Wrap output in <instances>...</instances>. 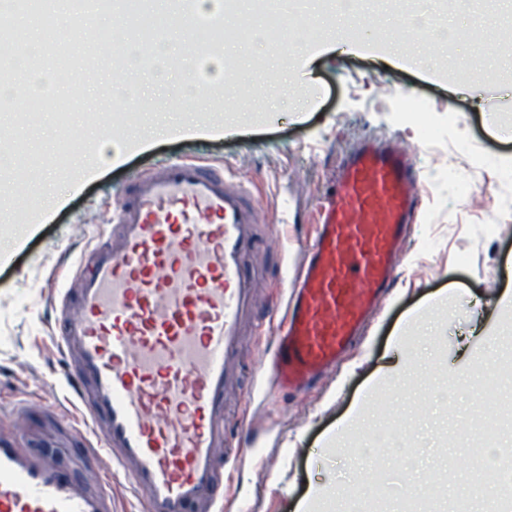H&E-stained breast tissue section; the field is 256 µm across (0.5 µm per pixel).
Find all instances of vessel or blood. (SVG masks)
I'll return each instance as SVG.
<instances>
[{
  "instance_id": "b4317fda",
  "label": "vessel or blood",
  "mask_w": 512,
  "mask_h": 512,
  "mask_svg": "<svg viewBox=\"0 0 512 512\" xmlns=\"http://www.w3.org/2000/svg\"><path fill=\"white\" fill-rule=\"evenodd\" d=\"M417 207L404 152L364 145L324 198L280 318L259 313L246 260L259 246L248 184L193 162L135 176L107 235L56 291L60 352L88 428L78 481L21 448L26 413L0 431V512H112L120 476L143 512H216L231 426L224 397L240 373L245 323L273 335L274 389L292 394L334 368L358 338ZM111 470L98 465L101 455Z\"/></svg>"
}]
</instances>
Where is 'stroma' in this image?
<instances>
[{
	"mask_svg": "<svg viewBox=\"0 0 512 512\" xmlns=\"http://www.w3.org/2000/svg\"><path fill=\"white\" fill-rule=\"evenodd\" d=\"M429 11L469 29L475 39L440 45L414 34L410 48L424 69L385 63L386 33L376 29L354 46L312 56L286 43L237 40L227 46L222 20L208 21L211 36L193 58L178 56L166 81L147 74L118 73L119 50L96 54L82 66L88 31L114 29L138 37L139 27L110 11H93L71 27L68 60L44 54L42 68L69 65V77L39 91L38 115L20 120L0 109V148L27 150L41 168L30 174L0 164V406L53 402L67 419L74 396L64 369L51 315V285H65L86 246L112 221L131 179L182 160L207 163L251 179L254 201L267 222L263 234L290 222L279 252L260 260L279 273L293 272L303 257L315 213L336 183L345 154L366 141L406 151L417 168L419 212L396 258L394 284L364 337L335 372L294 397L273 395L263 376L272 350L269 336L244 339L247 388L227 404L230 419L247 440L227 493L246 512H295L318 481L369 491L370 512H403L416 501L421 512H452L472 481L463 451L476 446L481 419L502 411L484 395L436 402L433 388L455 383L457 370L484 357V337L470 335L474 319L456 314L440 295L479 302L496 347L512 354V309L496 300L512 289V43H503L500 21L477 22L472 10L430 0ZM234 50L241 82L218 85L209 58ZM205 95L202 108H186L180 129L139 142L130 115L114 111L112 88L137 80L138 112H154L175 96L184 74ZM250 129L247 136L224 129L226 114ZM101 153L97 169L80 189L70 184L76 156ZM481 162H474L473 154ZM57 177L59 200L43 209L40 188ZM467 193H459L457 183ZM416 368L409 386L376 389L381 374L401 361ZM366 401L377 427L403 424L416 465L400 466L387 449L357 458L360 440L348 431L334 446L329 437L358 401Z\"/></svg>",
	"mask_w": 512,
	"mask_h": 512,
	"instance_id": "1",
	"label": "stroma"
}]
</instances>
